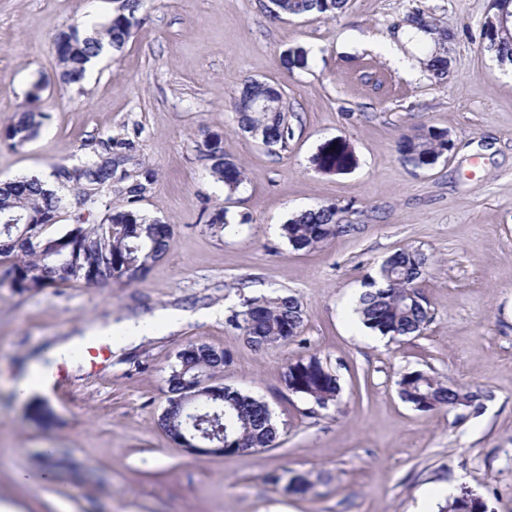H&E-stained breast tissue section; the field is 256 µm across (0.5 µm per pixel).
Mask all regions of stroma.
Here are the masks:
<instances>
[{"instance_id": "1", "label": "stroma", "mask_w": 512, "mask_h": 512, "mask_svg": "<svg viewBox=\"0 0 512 512\" xmlns=\"http://www.w3.org/2000/svg\"><path fill=\"white\" fill-rule=\"evenodd\" d=\"M112 0H0V130L43 86L46 119L22 149L0 144V180L80 164L105 138L126 141L127 181L151 169L138 210L172 229L165 258L139 283L70 280L37 293L0 288V501L22 512H416L467 490L488 512H512V64L489 50L493 0H348L333 17H276L269 0H145L146 21L84 82L56 78L55 35L111 14ZM454 32L444 78L417 43L416 72L390 46L412 16ZM279 86L293 137L270 154L242 132L231 105L243 80ZM425 125L452 144L416 168L396 149ZM221 135L245 180L227 194L200 158ZM348 143L344 173L313 163ZM344 208L359 233L295 251L289 218ZM227 212L212 234L208 212ZM433 264L419 291L431 320L390 338L347 318L381 262L401 248ZM291 294L304 326L288 344L254 351L229 321L247 298ZM179 313L134 345L91 341L55 367L46 399L55 421L25 416L14 385L59 337L89 322ZM203 342L228 356L214 383L263 400L279 427L274 447L191 455L159 427L177 353ZM314 356L335 371L337 407L322 410L286 388L288 364ZM422 370L480 391L479 411H421L399 395ZM65 449L70 464L38 459Z\"/></svg>"}]
</instances>
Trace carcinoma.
<instances>
[{"instance_id": "carcinoma-1", "label": "carcinoma", "mask_w": 512, "mask_h": 512, "mask_svg": "<svg viewBox=\"0 0 512 512\" xmlns=\"http://www.w3.org/2000/svg\"><path fill=\"white\" fill-rule=\"evenodd\" d=\"M112 14L103 21L87 20L56 35L54 47L57 75L65 84H79L86 63L98 56L104 43L121 50L133 29L143 22V0H113ZM278 15L334 16L344 12L347 0H272ZM498 57L512 62V32L499 33L490 40ZM42 86L34 84L28 93L31 108L0 132V141L17 149L39 135L44 113L37 103ZM263 108L254 109L252 101ZM240 129L262 142L274 154L288 147L292 128L288 107L280 88L265 80H246L233 101ZM128 146L124 141L107 138L100 149L79 166L57 163L50 177L55 188L36 175L0 183V257L16 256L0 266V285L6 284L23 294L48 288L58 282L76 280L86 285L110 282L137 283L150 268L160 262L167 249L171 227L151 219L132 207L152 183L153 174L145 170V182L125 188L128 206L112 207V185L116 170L113 149ZM402 158L416 167L434 165L448 151L447 134L420 126L415 133L402 135L397 142ZM201 159L209 173L224 183L228 194L235 193L244 181L241 165L224 152L219 135L205 141ZM320 170L343 173L351 169L355 156L339 140L325 144L313 159ZM69 192L73 224L64 232L50 228L65 208L59 191ZM343 209L334 204L302 211L283 225L284 237L295 251H310L326 241L349 235L357 225L344 222ZM209 229L221 233L228 226L226 210L215 208L207 215ZM430 257L416 248H402L379 266L377 278L384 286L370 288L358 298L355 312L360 322L382 336L419 335L429 323V309L423 303L418 283L428 272ZM230 321L249 337V345L262 352L287 343L300 335L304 315L301 304L292 295L257 296L245 300V309L234 313ZM224 366V356L203 342L189 344L177 357L167 378L172 393L180 391L182 379L197 372L212 377ZM284 381L294 393L327 410L337 405L341 387L337 375L316 357L300 358L288 365ZM401 398L423 411L436 408H469L479 400L478 392L448 384L421 370L406 372L398 382ZM29 419L46 426L53 413L44 402L32 406ZM161 427L170 434H192L202 438L208 432L221 431L228 442L248 448H270L279 435L268 405L262 400L230 386H214L211 395L193 404L170 399L160 418Z\"/></svg>"}]
</instances>
